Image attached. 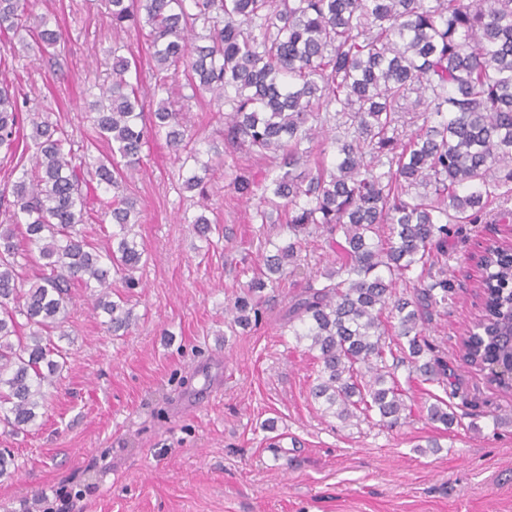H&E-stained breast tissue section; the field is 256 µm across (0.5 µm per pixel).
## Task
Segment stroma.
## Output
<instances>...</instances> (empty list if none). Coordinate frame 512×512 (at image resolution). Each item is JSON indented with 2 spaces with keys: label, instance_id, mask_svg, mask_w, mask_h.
Listing matches in <instances>:
<instances>
[{
  "label": "stroma",
  "instance_id": "35a3bbf8",
  "mask_svg": "<svg viewBox=\"0 0 512 512\" xmlns=\"http://www.w3.org/2000/svg\"><path fill=\"white\" fill-rule=\"evenodd\" d=\"M30 7L58 22L64 51L23 50L9 32L0 35V58L12 61L29 109L68 131L76 162L94 163L109 147L93 138L82 91L109 83L110 47L145 39L104 26V0ZM183 109L202 156L223 153L217 104L204 96ZM267 167L243 154L215 165L206 194L218 230L205 239L181 221L199 202L183 188L185 169L164 141L149 140L124 187L137 200V239L150 253L130 292L136 319L127 335H111L74 289L62 342L70 358L47 417L30 431L0 433V448L18 465L0 478V512H512V394L460 353L478 303L473 256L512 235V216L490 206L482 223L458 225L448 238L453 299L425 332L448 364L447 387L399 368L412 407L406 422L349 425L323 415L311 397L316 361L282 335L283 296L250 329L229 325L225 307L259 259V234L288 235L283 224L258 228L253 202L233 187L236 174L260 180ZM343 258L339 247L312 239L307 267L287 288ZM440 399L458 416L452 428L427 417ZM50 489L54 497L40 501Z\"/></svg>",
  "mask_w": 512,
  "mask_h": 512
}]
</instances>
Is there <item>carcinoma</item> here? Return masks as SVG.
<instances>
[{
    "label": "carcinoma",
    "mask_w": 512,
    "mask_h": 512,
    "mask_svg": "<svg viewBox=\"0 0 512 512\" xmlns=\"http://www.w3.org/2000/svg\"><path fill=\"white\" fill-rule=\"evenodd\" d=\"M112 30L143 34L157 71L156 111L143 112L130 82L137 58L108 50L111 83L93 101L96 138L112 155L92 166L72 163L71 135L39 112L0 69V152L16 155L30 139L21 169L0 207L16 224L0 226V427L19 433L47 416L48 393L66 367L72 288L85 290L114 336L132 324L128 295L113 277L139 286L146 255L137 241L136 200L104 202L112 231L93 247L84 190L119 188L150 137L162 136L181 167L184 188H203L212 164L190 145L188 113L173 108L178 72L191 100L208 93L224 114V144L274 160L256 223L287 224L288 239H264L268 251L246 291L226 308L234 324L259 320L262 292L299 266L303 245L319 232L342 234L346 260L308 278L289 297L282 329L315 353L311 396L342 422L392 429L407 419L397 376L408 367L423 380L448 379L423 326L448 306V276L432 252L448 253L451 225L477 224L494 201H512V0H107ZM32 32L37 51L63 43L61 31L30 12L28 0H0V32ZM415 94L417 129L406 134L403 102ZM336 152L329 168L316 153ZM120 159H115V156ZM207 237L211 220L185 217ZM484 300L462 339L477 369L512 357V254L484 257ZM409 283L413 295H397ZM394 319L397 342L387 323ZM429 418L449 428L455 412L436 404Z\"/></svg>",
    "instance_id": "carcinoma-1"
}]
</instances>
